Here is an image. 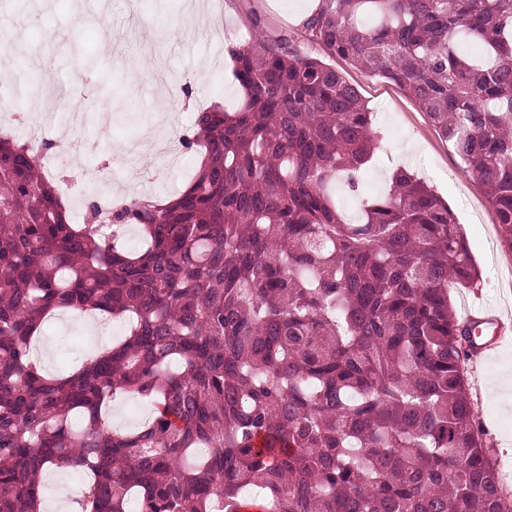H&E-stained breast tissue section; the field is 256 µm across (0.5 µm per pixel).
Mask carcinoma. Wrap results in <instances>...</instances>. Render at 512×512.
Instances as JSON below:
<instances>
[{
	"label": "carcinoma",
	"instance_id": "carcinoma-1",
	"mask_svg": "<svg viewBox=\"0 0 512 512\" xmlns=\"http://www.w3.org/2000/svg\"><path fill=\"white\" fill-rule=\"evenodd\" d=\"M302 32L415 101L512 251V0H318ZM228 52L242 98L179 137L200 161L170 204L72 224L53 140L0 137V512H38L59 462L89 477L81 512H508L450 299L481 278L453 209L399 171L347 219L332 184L358 191L379 143L358 88L285 41ZM68 311L126 332L49 375L31 346ZM119 393L148 420L106 423Z\"/></svg>",
	"mask_w": 512,
	"mask_h": 512
}]
</instances>
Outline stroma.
I'll return each mask as SVG.
<instances>
[{
	"label": "stroma",
	"mask_w": 512,
	"mask_h": 512,
	"mask_svg": "<svg viewBox=\"0 0 512 512\" xmlns=\"http://www.w3.org/2000/svg\"><path fill=\"white\" fill-rule=\"evenodd\" d=\"M317 0H0V47L26 123L0 112V132L24 138L67 130L49 177L68 172L85 192L64 191L71 223L89 202L134 195L163 199L189 180L196 157L176 145L199 108H235L240 99L229 47L253 40L302 45L301 23ZM332 63L358 87L374 114L382 146L364 186L385 194L400 166L447 200L482 272L477 288L452 293L457 313L482 305L512 312V252L503 247L484 189L461 170L448 140L398 86ZM101 343L84 324L59 316L37 345L42 366L56 373L72 358H87ZM491 458L512 506V346L467 372Z\"/></svg>",
	"instance_id": "stroma-1"
}]
</instances>
